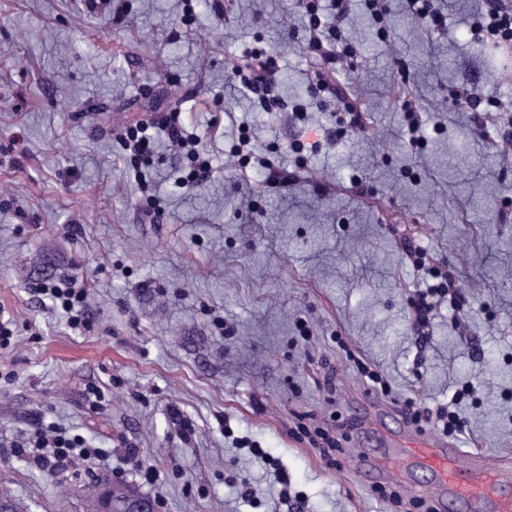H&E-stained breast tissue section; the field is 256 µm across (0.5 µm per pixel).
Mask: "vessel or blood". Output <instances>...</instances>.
Masks as SVG:
<instances>
[{"label":"vessel or blood","instance_id":"vessel-or-blood-1","mask_svg":"<svg viewBox=\"0 0 512 512\" xmlns=\"http://www.w3.org/2000/svg\"><path fill=\"white\" fill-rule=\"evenodd\" d=\"M397 444L424 474L423 487L434 490L440 507L454 506L456 512H512V495L504 493L507 478L500 466L478 458L470 472L456 448L425 437L404 436ZM360 469L374 478H396L400 472L390 461L360 454Z\"/></svg>","mask_w":512,"mask_h":512}]
</instances>
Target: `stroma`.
<instances>
[{"label":"stroma","mask_w":512,"mask_h":512,"mask_svg":"<svg viewBox=\"0 0 512 512\" xmlns=\"http://www.w3.org/2000/svg\"><path fill=\"white\" fill-rule=\"evenodd\" d=\"M483 3L434 0L447 18L434 30L390 0L382 35L350 0L341 32L357 54L332 81L356 98L358 133L335 103L311 100L318 59L299 0H108L98 12L0 0V310L14 320L0 347V491L24 512H87L82 488L97 474L134 484L157 512H424L413 500L426 490L400 481L399 500L379 499L355 454L381 452L375 419L387 438L433 435L398 401L432 407L465 385L467 429L452 445L512 470V58L474 41ZM256 48L276 60L277 93L308 103L303 120L262 111L232 83ZM460 87L504 111L472 123L448 100ZM407 102L424 123L415 146ZM174 114L212 163L193 187L162 129ZM138 126L153 137L142 165L125 147ZM243 130L289 185L230 156ZM412 246L465 298L437 307L422 342ZM65 279L85 288L88 330L36 293ZM338 336L390 396H370ZM39 423L105 449L104 464L50 473L12 453ZM301 424L335 437L339 466L295 436Z\"/></svg>","instance_id":"stroma-1"}]
</instances>
